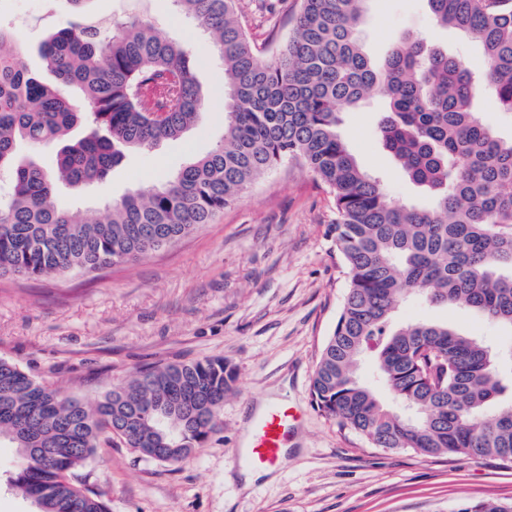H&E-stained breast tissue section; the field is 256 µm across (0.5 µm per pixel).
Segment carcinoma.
Instances as JSON below:
<instances>
[{
  "label": "carcinoma",
  "mask_w": 512,
  "mask_h": 512,
  "mask_svg": "<svg viewBox=\"0 0 512 512\" xmlns=\"http://www.w3.org/2000/svg\"><path fill=\"white\" fill-rule=\"evenodd\" d=\"M68 25L32 46L0 24V276L91 273L137 262L211 223L276 165L305 166L330 195L329 234L348 275L343 304L310 384L314 406L372 447L421 456L512 460V373L482 340L446 323H395L417 297L512 328V138L485 125L477 102L512 111V0H427L439 27L482 49L484 72L420 41L373 61L359 40L366 0H302L285 48L263 57L238 0H174L212 35L224 66V137L149 192L132 190L93 216L61 205L134 150L179 138L205 95L191 50L150 19L93 25L90 0H65ZM36 52L54 80L17 65ZM89 106L78 110L74 97ZM371 96L385 103L378 133L396 166L432 198L398 204L358 163L341 116ZM77 126L89 133L70 137ZM57 147L54 164L38 149ZM371 354L376 386L360 382ZM236 382L222 358L140 371L90 404L0 359V441L17 451L10 484L34 512H109L77 481L104 434L156 459L198 449L222 429ZM451 512H512L463 503Z\"/></svg>",
  "instance_id": "1"
}]
</instances>
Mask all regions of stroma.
<instances>
[{
	"label": "stroma",
	"mask_w": 512,
	"mask_h": 512,
	"mask_svg": "<svg viewBox=\"0 0 512 512\" xmlns=\"http://www.w3.org/2000/svg\"><path fill=\"white\" fill-rule=\"evenodd\" d=\"M300 4L239 0L254 46L283 45ZM39 9L38 0H0L5 19L29 12L17 31L32 44L68 19L62 11L40 19ZM95 10L148 17L189 47L211 100L189 132L132 152L97 190L79 196L59 185L63 203L90 211L130 190L151 189L224 135V69L196 22L173 0H96ZM409 35L448 50L474 72L483 69L480 47L461 31L435 28L426 0H367L359 37L371 59L382 60ZM383 108L375 97L345 113L341 135L395 202L428 204V194L381 145ZM334 219L329 194L304 166L288 161L213 223L137 263L56 278H0V359L87 402L157 364L219 357L236 372L222 431L186 462L158 461L117 436L102 437L77 476L110 512H451L461 503L512 501L510 462L374 448L312 406L311 375L346 291L327 233ZM396 319L445 322L500 351L512 346L511 329L463 307L411 301ZM274 398L300 407L304 420L282 466L248 486L238 461L242 441Z\"/></svg>",
	"instance_id": "obj_1"
}]
</instances>
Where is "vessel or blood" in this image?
I'll list each match as a JSON object with an SVG mask.
<instances>
[{
    "label": "vessel or blood",
    "instance_id": "1",
    "mask_svg": "<svg viewBox=\"0 0 512 512\" xmlns=\"http://www.w3.org/2000/svg\"><path fill=\"white\" fill-rule=\"evenodd\" d=\"M300 413L283 398L268 401L255 416L242 461L256 469L280 465L284 449L297 430Z\"/></svg>",
    "mask_w": 512,
    "mask_h": 512
}]
</instances>
